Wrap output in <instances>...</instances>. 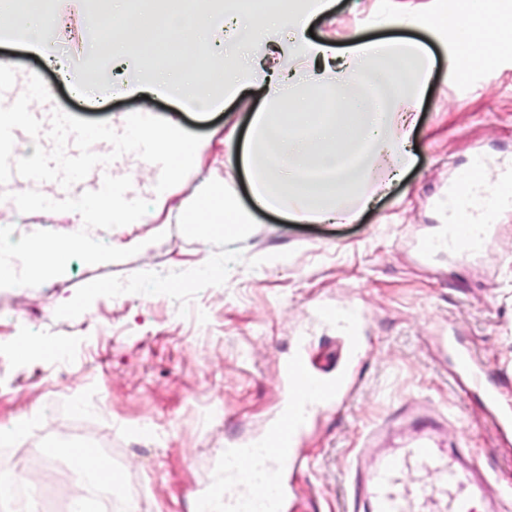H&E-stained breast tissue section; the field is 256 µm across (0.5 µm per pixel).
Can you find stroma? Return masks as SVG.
Returning a JSON list of instances; mask_svg holds the SVG:
<instances>
[{
    "label": "stroma",
    "instance_id": "35a3bbf8",
    "mask_svg": "<svg viewBox=\"0 0 512 512\" xmlns=\"http://www.w3.org/2000/svg\"><path fill=\"white\" fill-rule=\"evenodd\" d=\"M332 2L312 27L336 53L356 38L411 39L434 58L416 100V163L352 224H297L253 202L239 152L224 137L232 128L248 137L250 116L263 106L260 89L192 111L165 96L148 104L136 95L79 96L28 43L0 40V63L14 72L0 80V101L16 100L37 73L54 98L32 105L42 122L57 105L120 131L127 113L144 109L202 138L191 172L160 194L157 165L134 154L110 163L112 195L140 213L137 224L80 223L54 181L16 175L0 185L9 207L0 225H18V240L80 238L99 255L90 264L76 250L51 273L0 283V431L19 414L29 419L22 438L0 446V476L46 473L59 492L85 495L64 451L79 442L122 473L139 512H195L228 443L252 439L273 420L279 366L299 356L317 376L347 369L358 385L341 408L316 411L306 425L301 451L309 465L288 472V512H345L354 452L377 424L401 434L405 425L392 415L410 403L450 414L444 447L480 460L507 491L498 512H512V439L498 437L480 392L456 384L442 350L445 337H459L512 405V206L500 211L478 258L425 265L415 253L419 239L447 223L438 202L473 155L512 167V48L493 69L476 63L452 80L455 32L425 31L417 21L452 11L454 0ZM123 11L144 50L164 43L171 0H124ZM391 14L406 16L407 26H385ZM210 193L242 205L244 235L188 229V211ZM211 261L222 264V280L203 276ZM322 302L364 312L356 359L346 337L320 318ZM29 339L73 354L65 362L19 357ZM77 398L89 407L80 417L70 410ZM143 419L154 422V434L136 432Z\"/></svg>",
    "mask_w": 512,
    "mask_h": 512
}]
</instances>
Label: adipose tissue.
I'll return each instance as SVG.
<instances>
[{"mask_svg":"<svg viewBox=\"0 0 512 512\" xmlns=\"http://www.w3.org/2000/svg\"><path fill=\"white\" fill-rule=\"evenodd\" d=\"M207 3L198 0L197 7L182 6L169 15L168 46L153 55L117 37L111 19L92 22L93 52L119 54L133 63L113 93L175 95L184 105L204 109L222 105L247 88H262L264 106L251 117L253 139L246 154L254 198L265 209L286 213L299 223H353L377 189L360 187L346 176V169L376 160L388 178L396 179L413 162L412 109L430 76L424 47L416 42L357 41L343 66L315 69L312 61L329 59L332 49L307 41L300 32L311 17L329 10L328 0H233L240 35L222 43ZM0 16L20 40H32L39 50L51 52L49 36L60 18L49 0H0ZM419 24L429 30L457 26V74L474 63L492 66L512 47V10L501 9L498 0H455L452 15L430 13ZM213 74L220 75V86L210 84ZM321 85L336 87L335 105L307 111L309 91ZM351 194L355 206L337 205L338 197ZM188 223L193 229L218 228L228 238L247 229L243 210L213 194L195 204ZM81 244L78 238L26 240L15 262L0 267V282L13 279L18 263L33 273L46 272ZM67 455L78 483L98 479L108 488L120 487L117 472L102 456L77 443L68 445Z\"/></svg>","mask_w":512,"mask_h":512,"instance_id":"1","label":"adipose tissue"}]
</instances>
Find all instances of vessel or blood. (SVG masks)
I'll use <instances>...</instances> for the list:
<instances>
[{
    "label": "vessel or blood",
    "mask_w": 512,
    "mask_h": 512,
    "mask_svg": "<svg viewBox=\"0 0 512 512\" xmlns=\"http://www.w3.org/2000/svg\"><path fill=\"white\" fill-rule=\"evenodd\" d=\"M490 209V202L478 196L464 211L449 203L448 235L464 240L465 254L484 249L493 227L478 222L477 217ZM452 359L460 385L480 389L500 436L511 435L512 408L502 405L496 389L486 387L485 370L474 353L458 345ZM284 373L287 404L275 428L255 439L251 447L234 449L226 456L224 480L206 490L199 502L201 512H210L218 503L223 504L224 512H285L284 478L288 469L300 462L298 440L309 414L323 405L345 401L353 385L345 375L319 383L295 360L285 364ZM445 425L439 418H415L416 436L397 448L378 447L381 432L371 431L348 467V512H473V500L498 497V489L478 460L464 450L451 453L439 447L437 437ZM416 470L429 472L432 482H412L410 475ZM246 483L261 486L262 510H255L245 499L226 495L227 486Z\"/></svg>",
    "instance_id": "obj_1"
}]
</instances>
